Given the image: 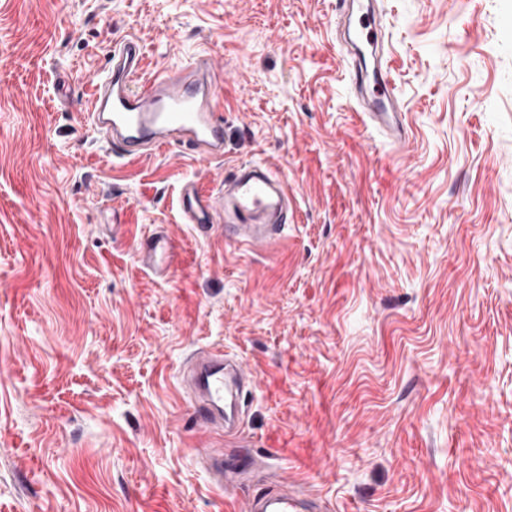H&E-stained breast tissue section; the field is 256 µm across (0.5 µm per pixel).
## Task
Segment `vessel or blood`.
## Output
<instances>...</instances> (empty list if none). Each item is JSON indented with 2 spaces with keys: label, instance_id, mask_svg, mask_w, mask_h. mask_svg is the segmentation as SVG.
Wrapping results in <instances>:
<instances>
[{
  "label": "vessel or blood",
  "instance_id": "1",
  "mask_svg": "<svg viewBox=\"0 0 512 512\" xmlns=\"http://www.w3.org/2000/svg\"><path fill=\"white\" fill-rule=\"evenodd\" d=\"M361 13V32H346L344 40H365L377 54L373 69L359 56L347 66L365 123L393 143L407 136L405 117L394 91L392 70L383 52L384 35L365 0H336L337 16ZM145 50L137 38L113 46L104 69L94 75L81 110L89 127L103 135L116 158H136L165 146L178 148L204 162L224 154L222 102L214 85L211 58L199 56L174 71L141 79ZM179 207L183 223L202 234L224 218L226 240L254 250L278 242L294 219L291 195L282 177L270 167L243 163L217 190L203 191L196 181L184 183ZM137 256L144 267L167 274L179 255L169 231L157 227L138 239ZM254 377L243 364L220 349H201L187 362L182 388L196 423L210 436L199 454L218 485L235 481L236 467L224 463V442L235 434V412L244 387ZM252 512H297L296 500L285 493H261L251 499Z\"/></svg>",
  "mask_w": 512,
  "mask_h": 512
}]
</instances>
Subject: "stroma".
Returning a JSON list of instances; mask_svg holds the SVG:
<instances>
[{
  "mask_svg": "<svg viewBox=\"0 0 512 512\" xmlns=\"http://www.w3.org/2000/svg\"><path fill=\"white\" fill-rule=\"evenodd\" d=\"M400 147L365 125L336 0H0V512H512V0H378ZM145 72L211 57L224 156L114 167L80 102L114 41ZM287 181L251 250L182 223L187 177ZM167 225L180 264L144 268ZM256 386L219 489L180 375ZM297 506L296 500L288 493H261L251 499V511L254 512H296Z\"/></svg>",
  "mask_w": 512,
  "mask_h": 512,
  "instance_id": "obj_1",
  "label": "stroma"
}]
</instances>
